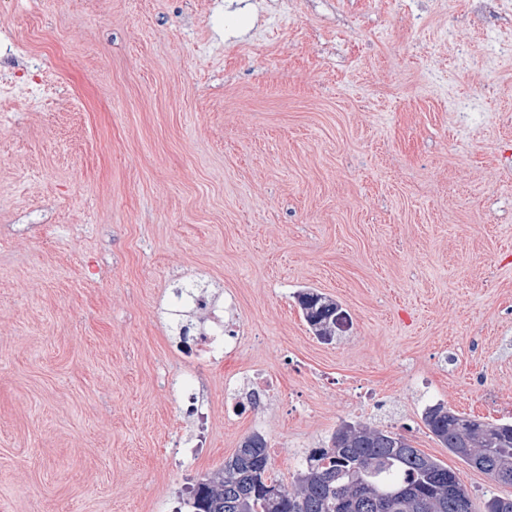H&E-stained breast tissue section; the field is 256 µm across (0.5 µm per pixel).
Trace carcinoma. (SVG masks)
Listing matches in <instances>:
<instances>
[{
    "instance_id": "obj_1",
    "label": "carcinoma",
    "mask_w": 512,
    "mask_h": 512,
    "mask_svg": "<svg viewBox=\"0 0 512 512\" xmlns=\"http://www.w3.org/2000/svg\"><path fill=\"white\" fill-rule=\"evenodd\" d=\"M310 330L335 335L326 315L337 303L311 289L298 294ZM424 422L457 458L512 485V424L487 423L455 412L442 402L425 409ZM264 437H246L224 468L197 481L191 512H512V498L492 494L480 507L457 473L413 447L405 436L367 423L344 422L287 489L268 475Z\"/></svg>"
}]
</instances>
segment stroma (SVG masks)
I'll use <instances>...</instances> for the list:
<instances>
[{"label": "stroma", "instance_id": "stroma-1", "mask_svg": "<svg viewBox=\"0 0 512 512\" xmlns=\"http://www.w3.org/2000/svg\"><path fill=\"white\" fill-rule=\"evenodd\" d=\"M4 3L75 102L0 92V512H185L255 432L288 487L345 421L512 498L423 421L435 402L512 421V11L203 0L196 25L183 0ZM188 280L232 352L180 353ZM305 289L349 314L332 342ZM257 373L276 390L225 413ZM297 298L304 319L315 336L323 338V336H334L336 334L335 331L332 330V318L326 323V317L330 313H333V316L336 315L333 318L336 329L342 330L347 326L348 315L345 311L336 309V306H338L336 301L311 289H305L299 292ZM321 310H323L324 313Z\"/></svg>", "mask_w": 512, "mask_h": 512}]
</instances>
